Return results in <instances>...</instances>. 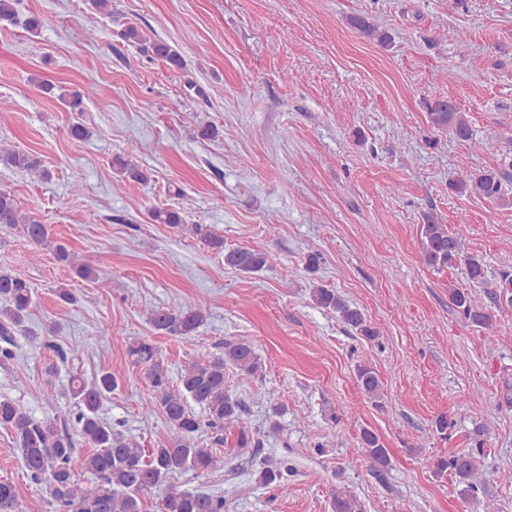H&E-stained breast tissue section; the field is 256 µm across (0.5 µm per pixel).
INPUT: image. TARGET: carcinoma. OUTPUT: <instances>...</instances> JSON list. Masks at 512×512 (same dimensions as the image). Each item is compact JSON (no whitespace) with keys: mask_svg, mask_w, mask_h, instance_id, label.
<instances>
[{"mask_svg":"<svg viewBox=\"0 0 512 512\" xmlns=\"http://www.w3.org/2000/svg\"><path fill=\"white\" fill-rule=\"evenodd\" d=\"M349 25L361 36L381 47L392 43L389 32L372 19L353 15ZM123 39L138 45L149 59L161 60L172 67L181 68L184 61L167 42L149 39L135 26L121 33ZM428 120L435 131H445L460 140H469L473 129L466 113L452 101L438 99L428 106ZM137 147H128L126 156L115 159L118 173L127 185L135 188L149 180V173L132 161ZM0 164L12 167L32 177L46 178L48 171L32 154L0 149ZM506 172L498 168L460 170L448 181V188L460 195L475 196L491 203L505 199L503 182ZM157 224L174 227L185 225L183 211L157 208L151 212ZM0 224L20 228L22 234L36 251L51 250L56 258L74 274L98 283L101 288H118L120 283L102 279L88 264L81 263L65 246L56 243L47 226L35 216L22 211L13 196L0 190ZM191 233L200 238L211 250L224 255V265L242 273H254L274 264L272 254L247 246L227 248L224 237L214 233L207 224H193ZM422 257L424 263L442 270L462 266L466 270L470 287L448 289L449 300L473 326L491 329L495 325L494 310L507 303L512 306V270L502 271L494 283H489L484 260L463 252L460 237L448 231V225L438 223L434 217L425 216L421 225ZM488 300H483L481 295ZM315 303L331 312L356 333L374 340L379 330L371 326L364 313L347 303L335 291L318 286L312 291ZM34 304V289L22 274L0 268V367L15 358L14 334L20 333L36 339L26 320ZM208 306L198 300H189L175 308L157 307L150 313L152 326L158 333L190 339L206 319ZM129 354L146 367L150 405L146 412H160L170 432L167 442L157 448H142L128 439L114 424L100 414L103 400L118 387V381L109 371L100 372L88 382L80 376L70 378L69 392L75 409L68 412L89 451L83 459L86 472L93 475L96 485L84 488L73 472L72 462L76 451L73 437L58 429L57 423L33 417L17 400L0 398V428L11 431L27 478L31 484L50 491L54 512H145V495L163 485L169 475L177 471H193L199 475L208 472L217 462L213 449L204 446L199 433L209 428L222 434L224 427H238L239 446L248 444L251 424L244 416L241 401L226 388L227 373L231 369L256 375L262 364L251 344L245 341L224 343V353L209 359L189 363L181 371L179 384L173 385L167 371L154 361L156 350L144 340L129 348ZM356 382L370 399H379L383 385L378 373L371 367L358 366ZM200 406L205 418H198L190 403ZM483 432H476L473 446L465 453L441 457L434 462L435 474L453 476L460 495L468 500L480 501L486 494L487 481L480 473L486 455ZM360 446L363 455L379 466L389 462L387 449L379 436L370 429L361 431ZM288 462L261 470L263 483L280 482L288 475ZM229 502L224 495L169 489L160 506V512H228ZM0 512H38V506L23 503L15 486L0 481ZM332 512H363L356 497L343 491L332 495Z\"/></svg>","mask_w":512,"mask_h":512,"instance_id":"obj_1","label":"carcinoma"}]
</instances>
